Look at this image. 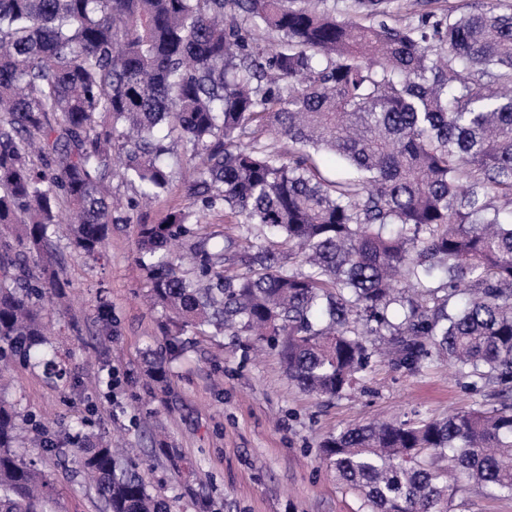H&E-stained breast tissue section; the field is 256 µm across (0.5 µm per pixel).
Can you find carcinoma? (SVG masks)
Segmentation results:
<instances>
[{"instance_id":"1","label":"carcinoma","mask_w":512,"mask_h":512,"mask_svg":"<svg viewBox=\"0 0 512 512\" xmlns=\"http://www.w3.org/2000/svg\"><path fill=\"white\" fill-rule=\"evenodd\" d=\"M0 0V368L68 377L42 311L65 295L54 240L95 258L115 217L170 184L167 139L196 163L195 207L140 224L154 303L178 329L275 337L290 380L339 396L388 332L396 360L443 354L463 376L512 387V3L450 5L390 25L395 0ZM331 152L334 176L317 163ZM254 252L192 251L217 203ZM40 267L25 271L29 258ZM247 271L228 275L235 265ZM444 295H438V292ZM0 386V512H46L53 487L19 453ZM87 422L66 445L106 512H168ZM323 452L368 512H448L444 474L512 496V405L419 423L372 422Z\"/></svg>"}]
</instances>
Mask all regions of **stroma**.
Returning a JSON list of instances; mask_svg holds the SVG:
<instances>
[{
    "label": "stroma",
    "mask_w": 512,
    "mask_h": 512,
    "mask_svg": "<svg viewBox=\"0 0 512 512\" xmlns=\"http://www.w3.org/2000/svg\"><path fill=\"white\" fill-rule=\"evenodd\" d=\"M196 166L181 161L168 191L138 207L134 223L113 225L101 256L59 245L58 272L71 292L46 306L48 336L70 375L51 380L25 363L10 371L7 397L25 419L65 443L74 420L91 422L120 456L139 465L149 492L170 512H365L362 497L337 478L322 441L378 420L416 422L479 406L496 409L506 397L494 385L471 387L445 359L412 372L395 356L372 355L351 389L319 396L290 382L273 342L244 332L198 336L170 333L167 313L146 298L149 282L137 263L136 225L156 224L190 208ZM112 304V323L94 314L96 295ZM162 362L168 380L149 376ZM168 447L188 458L189 475L154 452L155 427ZM41 457L55 494L52 512H102L95 488ZM448 512H512V496L495 495L448 475Z\"/></svg>",
    "instance_id": "stroma-1"
}]
</instances>
